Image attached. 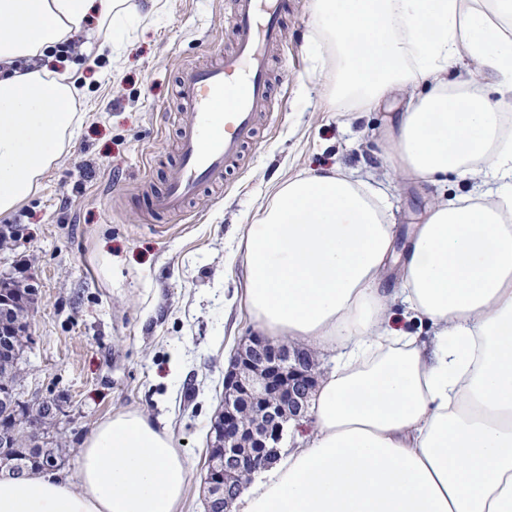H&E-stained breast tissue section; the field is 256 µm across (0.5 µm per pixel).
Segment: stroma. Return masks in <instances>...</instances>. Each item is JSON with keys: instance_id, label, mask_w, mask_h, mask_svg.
<instances>
[{"instance_id": "1", "label": "stroma", "mask_w": 512, "mask_h": 512, "mask_svg": "<svg viewBox=\"0 0 512 512\" xmlns=\"http://www.w3.org/2000/svg\"><path fill=\"white\" fill-rule=\"evenodd\" d=\"M163 2L117 56L90 66L75 54L46 55L48 68L79 76L88 112L38 192L0 217L13 233L0 274L38 287L18 393L56 403L61 477L76 481L78 455L101 422L135 411L165 428L188 462L178 512H205L224 372L255 330L237 247L271 187L341 168L384 198L400 251L430 207L477 183H422L395 165L399 117L419 88L395 90L367 112L332 111L309 41L311 0H293L271 73L273 109L255 143L184 215L146 217L142 185L162 189L177 162L179 67L209 62L232 37L234 0Z\"/></svg>"}]
</instances>
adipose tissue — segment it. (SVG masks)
<instances>
[{"mask_svg": "<svg viewBox=\"0 0 512 512\" xmlns=\"http://www.w3.org/2000/svg\"><path fill=\"white\" fill-rule=\"evenodd\" d=\"M92 10L80 47L91 61L146 20L129 0H0V217L39 189L85 119L72 74L15 63L71 38ZM310 38L337 110L424 85L399 118L400 168L498 187L435 207L394 290L396 228L372 189L337 171L278 184L244 238L248 307L260 334L332 367L313 432L254 478L242 512H512V0H312ZM465 59L475 71L449 83ZM398 298L430 343L394 327ZM78 477L0 475V512H176L189 468L166 430L123 412L86 441Z\"/></svg>", "mask_w": 512, "mask_h": 512, "instance_id": "ef3b65f1", "label": "adipose tissue"}]
</instances>
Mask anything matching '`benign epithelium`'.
<instances>
[{"label":"benign epithelium","instance_id":"benign-epithelium-1","mask_svg":"<svg viewBox=\"0 0 512 512\" xmlns=\"http://www.w3.org/2000/svg\"><path fill=\"white\" fill-rule=\"evenodd\" d=\"M308 350L286 343H272L250 336L237 347L224 375V401L214 423L212 447L222 449L224 467L208 460L209 496L224 499V512L244 487L248 469L241 449H258L250 459L251 470L270 464L288 419L305 417L307 397L316 385Z\"/></svg>","mask_w":512,"mask_h":512}]
</instances>
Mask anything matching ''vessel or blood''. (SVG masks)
Wrapping results in <instances>:
<instances>
[{"mask_svg":"<svg viewBox=\"0 0 512 512\" xmlns=\"http://www.w3.org/2000/svg\"><path fill=\"white\" fill-rule=\"evenodd\" d=\"M289 8V0H235L232 49L181 67L179 164L163 189L145 187L147 214L181 215L202 188L223 182L227 164L254 140L269 110V55L284 43Z\"/></svg>","mask_w":512,"mask_h":512,"instance_id":"obj_1","label":"vessel or blood"}]
</instances>
